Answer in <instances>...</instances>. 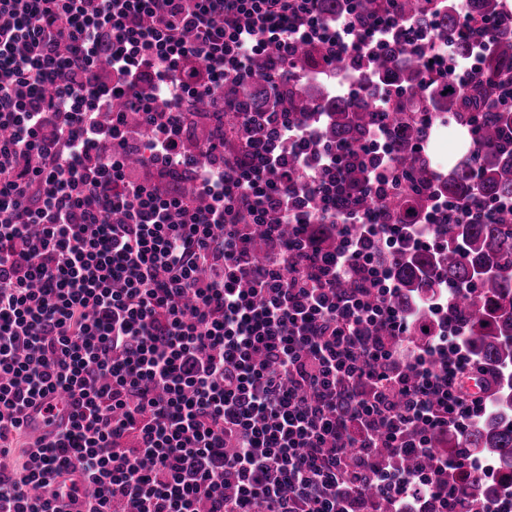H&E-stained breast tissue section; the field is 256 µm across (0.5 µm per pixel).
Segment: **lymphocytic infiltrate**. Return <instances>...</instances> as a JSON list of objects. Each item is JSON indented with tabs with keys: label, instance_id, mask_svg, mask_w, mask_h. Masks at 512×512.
<instances>
[{
	"label": "lymphocytic infiltrate",
	"instance_id": "obj_1",
	"mask_svg": "<svg viewBox=\"0 0 512 512\" xmlns=\"http://www.w3.org/2000/svg\"><path fill=\"white\" fill-rule=\"evenodd\" d=\"M361 2L0 0V512H502L429 444L483 406L447 305L408 340L401 225L337 214L311 131L225 136L226 87L276 122L300 45L381 46ZM239 106L237 112H264L263 98L257 88L239 87L236 93H230Z\"/></svg>",
	"mask_w": 512,
	"mask_h": 512
}]
</instances>
